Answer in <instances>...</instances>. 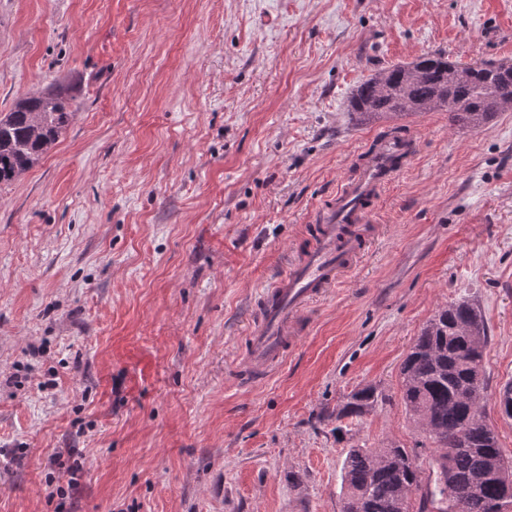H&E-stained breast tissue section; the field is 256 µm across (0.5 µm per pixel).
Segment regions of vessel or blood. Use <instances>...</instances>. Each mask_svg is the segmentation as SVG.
<instances>
[{
	"instance_id": "vessel-or-blood-1",
	"label": "vessel or blood",
	"mask_w": 512,
	"mask_h": 512,
	"mask_svg": "<svg viewBox=\"0 0 512 512\" xmlns=\"http://www.w3.org/2000/svg\"><path fill=\"white\" fill-rule=\"evenodd\" d=\"M413 145L385 136L363 154L354 177L344 180L315 218L313 244L266 292L247 357L253 372L270 373L303 332L310 302L352 269L372 235L371 206L408 165Z\"/></svg>"
}]
</instances>
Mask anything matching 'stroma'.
<instances>
[{
	"instance_id": "obj_1",
	"label": "stroma",
	"mask_w": 512,
	"mask_h": 512,
	"mask_svg": "<svg viewBox=\"0 0 512 512\" xmlns=\"http://www.w3.org/2000/svg\"><path fill=\"white\" fill-rule=\"evenodd\" d=\"M435 51L512 63V0H0V113L48 92L73 112L0 185V512H341L348 449L390 443L431 473L399 369L461 298L512 461V108L478 130L347 110ZM393 131L416 154L363 259L250 380L263 289ZM368 384L373 410L337 419Z\"/></svg>"
}]
</instances>
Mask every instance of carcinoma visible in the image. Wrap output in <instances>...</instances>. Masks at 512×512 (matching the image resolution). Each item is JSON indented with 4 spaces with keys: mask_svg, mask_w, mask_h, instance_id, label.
Returning <instances> with one entry per match:
<instances>
[{
    "mask_svg": "<svg viewBox=\"0 0 512 512\" xmlns=\"http://www.w3.org/2000/svg\"><path fill=\"white\" fill-rule=\"evenodd\" d=\"M512 108V64L451 62L428 53L372 74L352 92L347 111L361 122L383 115L446 111L464 128L479 129ZM72 112L58 93L25 98L0 113V185L28 171L58 141ZM477 329L479 340L468 330ZM485 323L465 299L441 308L404 359L402 398L410 418L434 445L436 477L422 483L418 453L399 445L348 450L341 512H503L512 500V462L482 419ZM377 390L352 393L336 417L360 418L375 407Z\"/></svg>",
    "mask_w": 512,
    "mask_h": 512,
    "instance_id": "cac0c4a2",
    "label": "carcinoma"
}]
</instances>
